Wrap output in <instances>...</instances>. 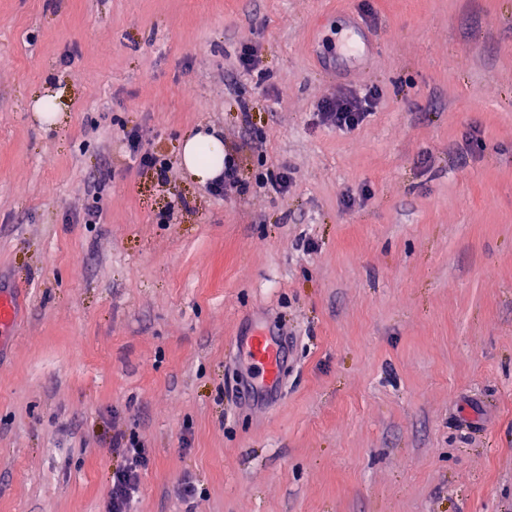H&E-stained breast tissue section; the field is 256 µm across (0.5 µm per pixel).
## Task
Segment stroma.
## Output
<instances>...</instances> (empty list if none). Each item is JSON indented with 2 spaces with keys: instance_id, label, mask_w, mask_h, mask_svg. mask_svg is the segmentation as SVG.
Segmentation results:
<instances>
[{
  "instance_id": "35a3bbf8",
  "label": "stroma",
  "mask_w": 512,
  "mask_h": 512,
  "mask_svg": "<svg viewBox=\"0 0 512 512\" xmlns=\"http://www.w3.org/2000/svg\"><path fill=\"white\" fill-rule=\"evenodd\" d=\"M201 129L287 194L192 181ZM0 293V512H107L124 434L135 512H512V0H0ZM377 99V92L371 89L360 95L332 96L323 101L317 117L341 132L354 131L372 114ZM124 140L129 157L137 167L150 170L159 182H167L170 160L165 155L144 149L135 130L126 131ZM249 354L268 383L280 378L281 350L271 336L261 331L250 337ZM113 444L122 448L123 463L112 473L108 512H131L141 492V475L148 469L150 452L134 434L127 439L112 440Z\"/></svg>"
}]
</instances>
